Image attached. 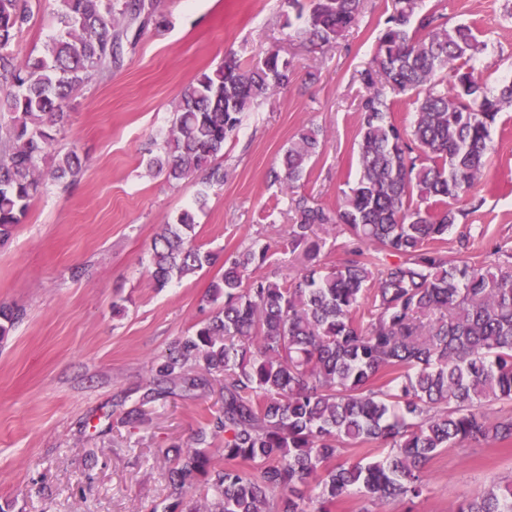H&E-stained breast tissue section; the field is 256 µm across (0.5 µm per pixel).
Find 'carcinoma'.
I'll return each instance as SVG.
<instances>
[{"label":"carcinoma","mask_w":512,"mask_h":512,"mask_svg":"<svg viewBox=\"0 0 512 512\" xmlns=\"http://www.w3.org/2000/svg\"><path fill=\"white\" fill-rule=\"evenodd\" d=\"M61 33L41 53H18L30 23V0H0V247L12 239L46 177L39 162L49 129L65 122L72 92L119 59L159 24L156 0H54ZM422 0H393L365 88L358 170L335 208L300 194L297 183L326 146L321 129L291 139L281 168L289 210L288 250L303 253L298 277L256 273L270 246L254 243L224 260L212 280L210 314L157 364L143 401L176 391L211 390L219 373L221 414L197 433L201 448L177 453L170 470L176 503L196 483L206 512H332L356 491L373 504L388 500L412 512L427 491L429 464L445 448L512 442V263L474 261L469 240L455 257L434 244L464 212L476 210L486 175L490 129L512 107V82L495 92L470 62L485 49L467 23L448 24ZM303 22L297 31L316 48L331 47L355 26L362 0H283ZM292 61L278 47L244 63L234 54L185 87L172 124L148 170L174 183L203 173L224 183L216 160L246 112L288 86ZM414 98L412 125L393 119L396 102ZM77 147L56 157L53 178L82 174ZM195 212L163 225L151 246L149 277L161 290L214 265L217 255L195 241ZM334 230L343 260L319 263L321 232ZM398 257L381 263L370 247ZM20 313L0 306V343ZM224 436V465L203 445ZM388 449L368 462L342 459L344 447ZM451 512H512V481L457 502Z\"/></svg>","instance_id":"cac0c4a2"}]
</instances>
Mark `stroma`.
<instances>
[{"mask_svg": "<svg viewBox=\"0 0 512 512\" xmlns=\"http://www.w3.org/2000/svg\"><path fill=\"white\" fill-rule=\"evenodd\" d=\"M31 7L18 37L25 53L44 50L56 32L52 0ZM422 8L473 26L486 45L475 75L488 88L512 80L506 0H423ZM391 9L392 0H364L359 23L318 50L296 37L281 0H157L160 26L72 94L40 168L50 173L56 155L76 144L83 174L69 186L48 182L0 248V305L24 313L0 344V512H162L176 448L193 443L220 404L211 395L172 396L146 405L133 425L122 423V412L144 392L156 360L210 312L205 296L220 269L152 288L151 242L203 190L198 244L225 257L257 239L271 242V265L294 277L291 217L272 172L302 126L319 127L328 143L301 190L336 206L357 171L359 73ZM273 45L291 60L292 80L247 112L225 142L223 185H176L148 173L151 141L169 129L182 89L227 53L248 62ZM491 137L476 189L483 203L440 243L445 255L455 256L463 234L475 259L496 246L512 253V111L500 114ZM508 479L512 444L446 449L414 512H448L457 499Z\"/></svg>", "mask_w": 512, "mask_h": 512, "instance_id": "1", "label": "stroma"}]
</instances>
